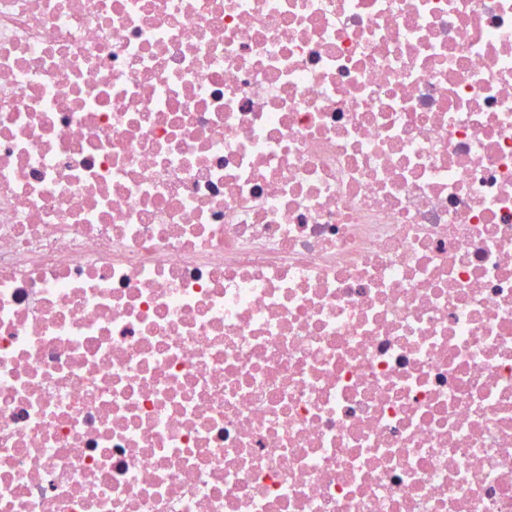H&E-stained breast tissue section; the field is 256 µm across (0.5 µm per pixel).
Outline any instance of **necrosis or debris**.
<instances>
[{"instance_id":"necrosis-or-debris-1","label":"necrosis or debris","mask_w":512,"mask_h":512,"mask_svg":"<svg viewBox=\"0 0 512 512\" xmlns=\"http://www.w3.org/2000/svg\"><path fill=\"white\" fill-rule=\"evenodd\" d=\"M0 512H512V0H0Z\"/></svg>"}]
</instances>
